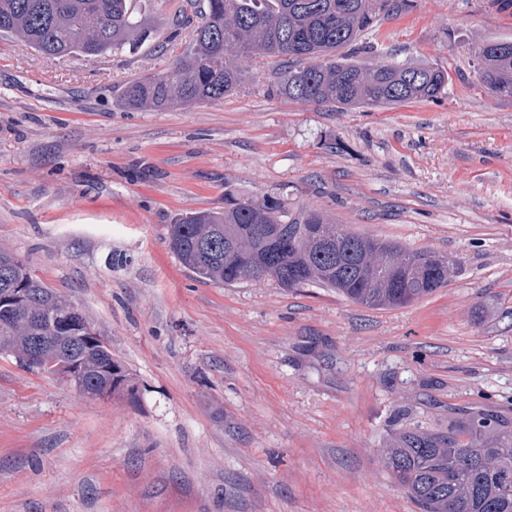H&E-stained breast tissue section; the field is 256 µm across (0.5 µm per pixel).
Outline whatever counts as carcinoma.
Wrapping results in <instances>:
<instances>
[{"label":"carcinoma","mask_w":512,"mask_h":512,"mask_svg":"<svg viewBox=\"0 0 512 512\" xmlns=\"http://www.w3.org/2000/svg\"><path fill=\"white\" fill-rule=\"evenodd\" d=\"M413 0H185L177 25L189 43L168 66L128 84V109H168L220 100L243 81L239 60H275L272 86L314 106L392 108L436 98L450 75L426 62H399L380 49L361 62L339 54ZM0 35L46 56H98L150 37L131 0H0ZM478 81L512 97V40L478 47ZM181 265L211 284L246 281L254 269L285 289L322 286L372 308L400 307L448 286L437 254L327 222L312 208L291 209L280 195L224 194V210L187 213L169 225ZM0 353L23 367L65 378L93 397L135 385L85 321L60 331L75 307L12 253L0 250ZM379 460L421 512H512V429L486 413L441 430H399Z\"/></svg>","instance_id":"carcinoma-1"}]
</instances>
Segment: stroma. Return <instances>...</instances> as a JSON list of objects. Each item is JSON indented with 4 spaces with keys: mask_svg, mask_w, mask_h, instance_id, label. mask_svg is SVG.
<instances>
[{
    "mask_svg": "<svg viewBox=\"0 0 512 512\" xmlns=\"http://www.w3.org/2000/svg\"><path fill=\"white\" fill-rule=\"evenodd\" d=\"M182 3L149 0L150 37L105 57L0 37V250L135 383L92 397L0 354V512H418L378 460L393 431L468 409L512 425V97L479 83L476 55L512 40V12L414 0L377 25L397 61L449 72L430 100L307 105L254 58L224 99L120 106L188 44ZM228 191L447 256L450 282L393 309L202 282L167 229Z\"/></svg>",
    "mask_w": 512,
    "mask_h": 512,
    "instance_id": "1",
    "label": "stroma"
}]
</instances>
